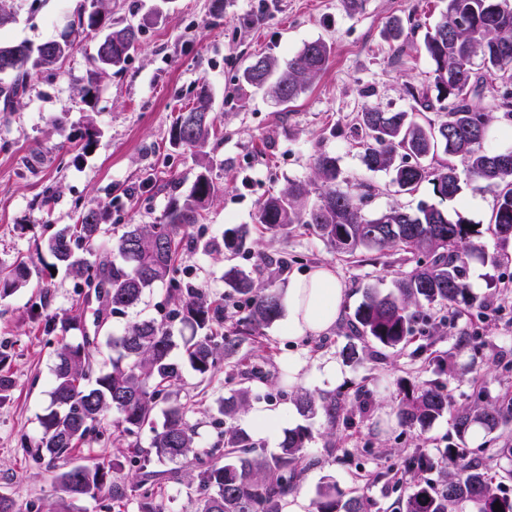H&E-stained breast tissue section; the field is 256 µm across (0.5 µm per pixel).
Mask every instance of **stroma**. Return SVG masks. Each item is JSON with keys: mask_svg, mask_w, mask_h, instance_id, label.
Returning a JSON list of instances; mask_svg holds the SVG:
<instances>
[{"mask_svg": "<svg viewBox=\"0 0 512 512\" xmlns=\"http://www.w3.org/2000/svg\"><path fill=\"white\" fill-rule=\"evenodd\" d=\"M12 4L16 20L0 30V41L37 46L68 33L84 0ZM109 5L113 18L125 20L135 12L145 24L139 50L120 72L99 77L94 100L82 96L95 43L90 35L59 73L33 76L13 110L0 112V269L21 257L32 260L28 281L0 298V373L13 381L9 399L0 403V494L23 512H48L55 472L33 460L26 444L39 435V418L50 404L60 339L91 337L96 331L98 302L86 299L81 279L55 267L43 249L45 240L92 205L109 214L110 228L100 243L111 246L112 226L158 223L205 168L217 191L200 223L186 230L196 247L181 255L177 277L223 299L225 328L247 311L243 298L224 284L231 266L283 289L292 276L326 264L348 292L345 317L328 334L291 342L277 321L261 336L240 341L215 374L204 378L184 369L176 398L201 447L217 445L229 424L216 401L230 388L244 387L287 405L289 427L303 421L293 404L296 390L332 394L339 406L335 426H328L321 413L308 421L313 439L305 450L301 491L313 496L329 477L345 492L366 493L369 512H397L415 484L438 486L443 480L440 464L408 470L406 460L417 449L461 446L472 456L479 446L496 448L504 437L512 438V426L462 441L444 418L423 430L382 415L383 407L397 406L400 382L432 378V360L439 355L448 360L442 381L456 405L472 402L482 391L512 398V241L502 245L488 233L477 240L488 255L500 258L495 265L475 261L468 268L467 283L486 298L487 310L420 309L407 344L393 350L354 337L348 317L367 287L390 288L415 256L401 250L340 255L305 226L273 238L255 222L259 203L288 182L313 183V159L326 153L335 156L345 177L368 184L362 201L366 217L424 202L449 218L487 224L493 192L466 188L456 199L443 200L426 183L410 194L397 191L385 173L366 170L353 133L363 106L406 110V86L432 90L424 35L439 20L445 0H365L363 10L353 14L345 0H109ZM394 23L403 30L397 40L387 33ZM319 39L331 47L328 66L289 105L242 81L254 58L285 61ZM202 86L211 97L216 134L201 156L172 148L169 130ZM240 224L258 240L252 250L229 259L207 250V242ZM283 257L288 260L284 272L277 268ZM176 307L166 286L157 284L146 289L138 305L112 315L106 328L118 334ZM70 315L79 316V328L62 330L61 319ZM351 345L357 358L345 355ZM292 353L312 366L335 360L343 377L331 382L314 375L291 389L285 362ZM255 365L263 367V381L243 380L242 372ZM113 420V414L105 415L97 434L83 444V459L148 447L149 433L121 435Z\"/></svg>", "mask_w": 512, "mask_h": 512, "instance_id": "stroma-1", "label": "stroma"}]
</instances>
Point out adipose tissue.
<instances>
[{
  "label": "adipose tissue",
  "mask_w": 512,
  "mask_h": 512,
  "mask_svg": "<svg viewBox=\"0 0 512 512\" xmlns=\"http://www.w3.org/2000/svg\"><path fill=\"white\" fill-rule=\"evenodd\" d=\"M347 289L335 271L319 265L289 281L282 304L289 338L318 336L341 319Z\"/></svg>",
  "instance_id": "obj_1"
}]
</instances>
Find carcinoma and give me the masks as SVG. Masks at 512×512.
<instances>
[{
    "label": "carcinoma",
    "instance_id": "obj_1",
    "mask_svg": "<svg viewBox=\"0 0 512 512\" xmlns=\"http://www.w3.org/2000/svg\"><path fill=\"white\" fill-rule=\"evenodd\" d=\"M103 4L104 0H88L76 27L60 40L35 48L25 42L0 44V62L8 65L0 75L12 76L9 83L0 85L1 112L13 110L34 74L59 70L76 38L84 33H104L94 46V68L83 88L84 97L94 96L101 72L122 69L137 49L140 31L132 30L126 20H112ZM424 46L436 95L410 86L406 95L413 102L412 111L366 106L359 112L355 129L364 147L366 169L388 173L390 183L400 191L413 193L426 182L436 196L454 199L463 190L457 168L434 167L427 160L441 153L458 157L469 177L466 185L495 194L487 230L503 243L512 240V168L503 165L512 152L496 153L485 147L490 118L470 101L486 76L512 80V0H446L440 21L425 34ZM329 57L330 47L314 41L283 64L267 56L256 58L246 67L243 79L286 104L320 75ZM430 112L436 118H430ZM213 128V117L199 116L190 123L181 111L172 123L169 142L174 148L201 150ZM314 169L321 189L317 201L308 205L309 185L288 183L258 208L256 220L264 233L276 237L304 224L342 254L400 249L424 256L400 273L392 289L372 288L366 293L351 317L357 338L383 348H402L423 306L483 308L484 302L466 283L470 261L485 258L474 242L480 230L461 218L452 221L426 204L414 211H388L368 219L360 207L365 185L347 184L335 157L318 154ZM215 193L209 171L200 173L160 223L122 225L112 252H103L93 261L84 254H94L103 232L104 212L98 207L82 210L76 223L46 240L45 248L57 264L84 278L86 287L103 297L101 322L137 305L144 291L156 284L174 286L179 299L171 315L133 323L119 335L105 336L108 353L100 362L93 359L87 337L77 343L61 341L51 379V405L40 419L41 432L35 439L37 458L52 464L71 457L112 411L117 413L114 427L119 431L136 435L147 430L151 437L147 449L133 448L57 472V496L48 512H78L76 502L102 496L110 475L126 464L144 473L145 479L127 488L112 486L107 512L131 500L138 512H168L162 480L153 470L156 462L185 465L188 484L195 485V512H283L285 499L299 489L306 470L304 450L312 438L306 424L285 429L279 453L268 459L256 451L257 439L232 425L224 429V452L201 448L180 404L169 406L157 419V402L175 393L183 380V366L206 377L237 347V339L217 330L224 321V305L212 300L205 289L182 288L176 280L182 231L198 222ZM250 245L247 231L239 225L224 230L220 250L236 255ZM29 271V261L22 259L9 272H0V297L25 282ZM224 284L247 302L248 313L238 322L241 337L260 334L281 316L282 296L273 285H258L235 266L224 271ZM176 320L191 330L180 345L172 332ZM177 347L178 359L173 355ZM401 391L396 414L402 426L425 430L448 416L456 436L464 441L476 428L492 433L512 423V399L461 407L438 379L403 383ZM253 400L250 390L233 389L218 399V409L233 419L247 411ZM296 404L303 417L321 410L330 424H336V398L317 399L305 391L297 395ZM437 455L449 469L445 483L440 488L415 485L403 512H495L496 502L502 512H512V497L504 492L503 481L489 475L482 463H460L464 453L457 448H439ZM433 464L434 458L419 449L408 459L407 468L423 471ZM367 506L365 493L350 496L331 479L318 485L312 499V512H368Z\"/></svg>",
    "mask_w": 512,
    "mask_h": 512
}]
</instances>
